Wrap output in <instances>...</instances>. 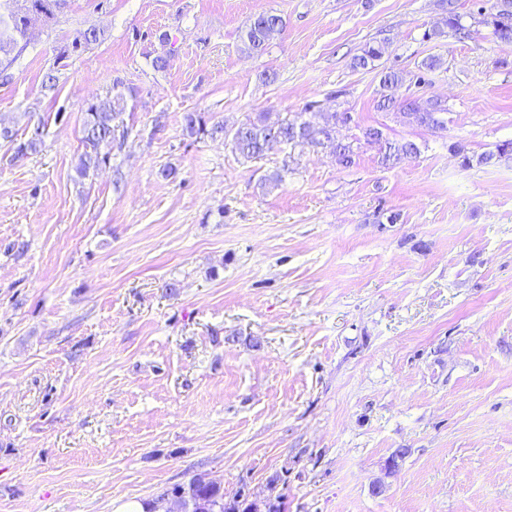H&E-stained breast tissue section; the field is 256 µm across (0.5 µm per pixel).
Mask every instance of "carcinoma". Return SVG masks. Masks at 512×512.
<instances>
[{"mask_svg": "<svg viewBox=\"0 0 512 512\" xmlns=\"http://www.w3.org/2000/svg\"><path fill=\"white\" fill-rule=\"evenodd\" d=\"M9 0H0V74L6 72L16 61L27 46V41L21 37L29 30L33 19L42 17L53 20L67 7L68 0H27V10L21 14L13 13L7 8ZM446 7L444 25L449 33L462 39L470 36V29L461 22L455 0H442ZM478 24L490 25L498 39L512 42V0H493L490 7L480 3L477 7ZM283 29V19L277 14L263 12L252 17L245 26L242 42L246 50L261 52L270 40ZM98 31H80L67 44L61 56H67L84 51L88 46L100 40ZM386 52V42H373L365 46L360 54L352 59V68L366 69ZM403 72L388 68L381 72L380 98L377 108L380 111H397L410 123L428 129L443 128L444 121L440 114L447 111L446 106L437 98L414 97L401 102L397 101L387 91L402 83ZM127 96L119 86L112 88V97L106 99L88 100L85 102L86 119L83 128V152L79 155L76 173L84 179L99 167L107 164L110 153L101 152L104 146L121 147L127 135L121 116L126 110ZM352 119L349 112L329 113L322 121L311 119L298 121L283 119L271 125L263 112L249 117L245 122L229 130L222 124L207 126L202 116L188 112L184 116V130L190 136L207 134L210 137L218 135L229 141L238 155L249 160L259 157L270 150L271 132L288 140V144H308L312 147L328 149L338 165L347 168L353 163V151L348 146L336 144L334 136L336 121L343 123ZM367 140L379 146L380 163L385 167H393L402 160L417 155L419 148L411 140H390L381 129L369 127L365 131ZM0 139L14 145L20 154L37 153L41 150L43 140L41 132L36 131L23 141L14 138L12 131L0 127ZM512 154V142L504 143L494 152L484 153L478 158L469 156L462 147L457 148L461 157V166L468 168L472 163L492 165L504 155ZM288 488V472L276 473L268 480L269 494L262 502L250 498L241 489L231 498L224 494L221 484L197 477L186 485H174L147 501V512L162 507L163 502L174 500L181 507V512H285V490Z\"/></svg>", "mask_w": 512, "mask_h": 512, "instance_id": "obj_1", "label": "carcinoma"}]
</instances>
